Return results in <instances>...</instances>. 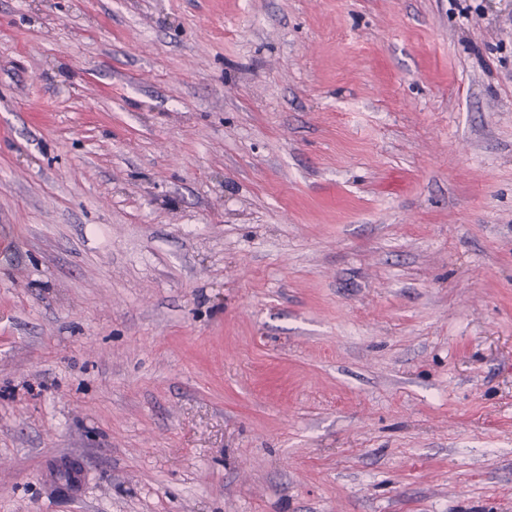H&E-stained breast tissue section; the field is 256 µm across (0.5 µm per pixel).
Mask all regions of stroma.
<instances>
[{"mask_svg":"<svg viewBox=\"0 0 512 512\" xmlns=\"http://www.w3.org/2000/svg\"><path fill=\"white\" fill-rule=\"evenodd\" d=\"M0 512H512V0H0Z\"/></svg>","mask_w":512,"mask_h":512,"instance_id":"obj_1","label":"stroma"}]
</instances>
